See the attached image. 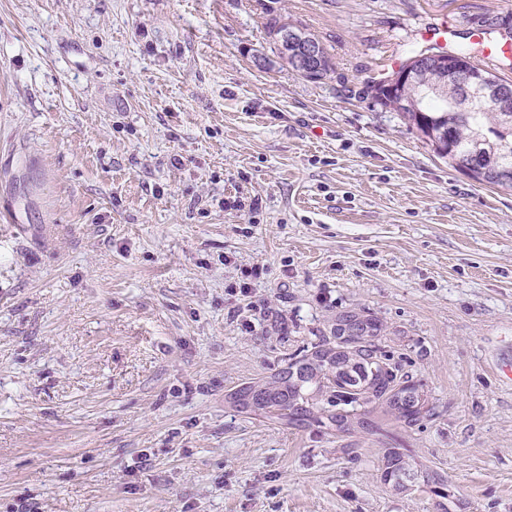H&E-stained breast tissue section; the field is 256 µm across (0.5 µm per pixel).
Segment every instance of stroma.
<instances>
[{
    "label": "stroma",
    "mask_w": 512,
    "mask_h": 512,
    "mask_svg": "<svg viewBox=\"0 0 512 512\" xmlns=\"http://www.w3.org/2000/svg\"><path fill=\"white\" fill-rule=\"evenodd\" d=\"M0 0V512H512V191L375 104L512 0ZM345 313L433 416L290 427L227 393ZM396 449L413 474L385 479ZM286 28H288V30L289 29L303 30L307 36L311 37L313 40H315L317 43H319L322 46V52H323L324 59H323L322 69L319 71V73H317L313 76H309V77H304V76H301L296 73L297 75H299L302 78H304L305 80H308L311 82H321L322 80L326 79L330 75V73L334 72V66L332 63L331 55L318 37H316L314 34L308 32V31L306 32L305 28H304L305 29L304 30L303 28H299V27L295 26V24L288 22V20H285L282 17L275 16V17L270 18L269 23L267 25V31H268L270 38L277 45L278 57H280L281 49H280V43L277 40L276 36L281 31L285 30ZM293 36L297 37L301 42L300 55L295 57L293 62L297 71L306 74L310 73L314 67V61L319 57L320 51L319 46L314 42L308 39L305 36H302L298 33H291Z\"/></svg>",
    "instance_id": "35a3bbf8"
}]
</instances>
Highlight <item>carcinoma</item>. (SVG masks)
Returning <instances> with one entry per match:
<instances>
[{"label":"carcinoma","instance_id":"cac0c4a2","mask_svg":"<svg viewBox=\"0 0 512 512\" xmlns=\"http://www.w3.org/2000/svg\"><path fill=\"white\" fill-rule=\"evenodd\" d=\"M443 57V52L426 50L412 56L407 65L417 67L414 84L406 89L407 108L400 116L410 127L426 124L433 128L452 125L456 157L477 154L487 165L512 170V97L472 105L459 111L462 93L455 82L438 69L418 65L419 58ZM378 323L356 313L338 318L334 342L313 348L300 360L309 375L293 377L291 368L225 395L224 400L239 412L272 418L285 425H318L346 432L365 424L362 406L383 399L389 411L408 424L430 415L425 395L396 365L382 359L375 343ZM326 405L317 406L318 396ZM406 476L402 455H387L386 477L397 482Z\"/></svg>","mask_w":512,"mask_h":512}]
</instances>
